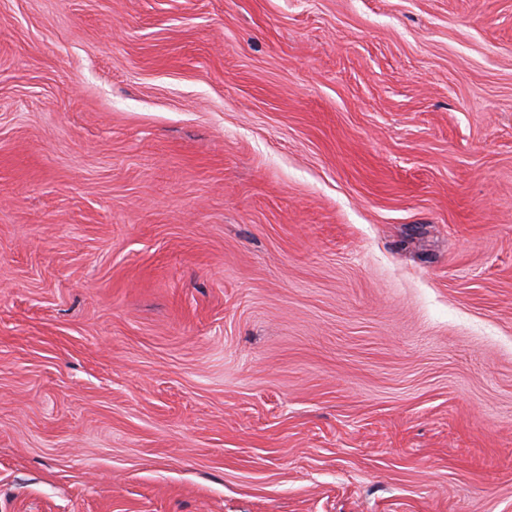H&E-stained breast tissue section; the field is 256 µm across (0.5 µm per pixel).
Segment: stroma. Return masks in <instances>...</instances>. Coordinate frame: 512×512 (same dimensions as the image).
<instances>
[{
	"label": "stroma",
	"mask_w": 512,
	"mask_h": 512,
	"mask_svg": "<svg viewBox=\"0 0 512 512\" xmlns=\"http://www.w3.org/2000/svg\"><path fill=\"white\" fill-rule=\"evenodd\" d=\"M0 512H512V0H0Z\"/></svg>",
	"instance_id": "35a3bbf8"
}]
</instances>
